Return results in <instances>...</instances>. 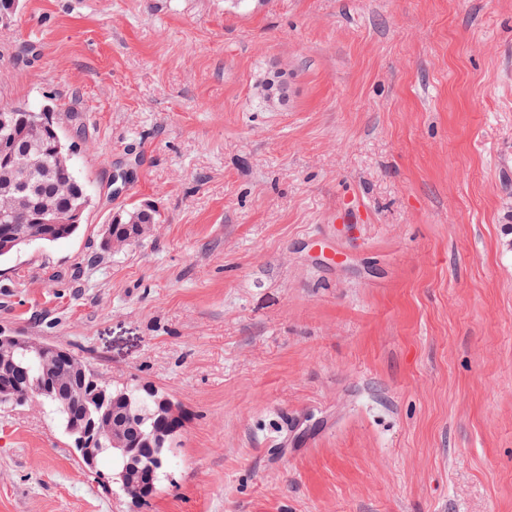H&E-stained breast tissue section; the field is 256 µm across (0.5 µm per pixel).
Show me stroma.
I'll return each instance as SVG.
<instances>
[{"label":"stroma","mask_w":512,"mask_h":512,"mask_svg":"<svg viewBox=\"0 0 512 512\" xmlns=\"http://www.w3.org/2000/svg\"><path fill=\"white\" fill-rule=\"evenodd\" d=\"M15 103L92 204L0 262V327L186 423L137 508L0 404V512H512V0H20ZM5 106H15L11 107L10 111H21L24 110L25 115L18 116L14 112H7V113H1L0 116V126H4L7 124H20L21 126H25L32 129H42L44 127H50L53 125L54 122H56L55 115L53 112H28L26 109L28 108L26 105L17 103V104H10V105H4L0 107V112L2 110V107ZM136 209H133L132 211H129L123 215H119L124 220H122L121 218L119 220H115L116 223L119 224L116 230L117 234L119 235V237L123 236L125 238V245H128L130 242L136 240L134 236H130V238H127L126 224H134L133 221L138 220L140 218L150 222L151 224H157L159 220V213L157 210L143 208L135 211ZM130 212L133 213L129 215Z\"/></svg>","instance_id":"stroma-1"}]
</instances>
